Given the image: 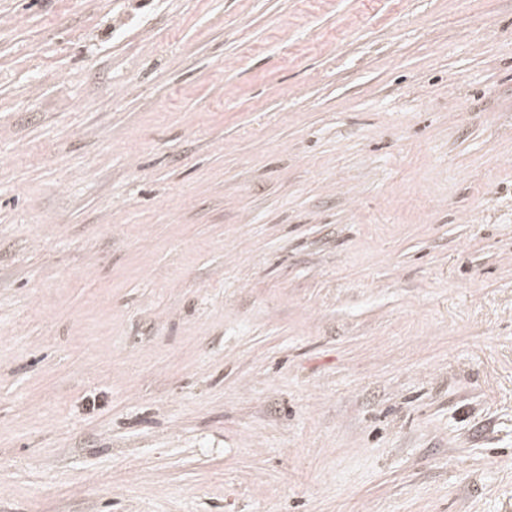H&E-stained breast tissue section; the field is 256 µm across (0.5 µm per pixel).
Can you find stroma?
I'll return each mask as SVG.
<instances>
[{"mask_svg": "<svg viewBox=\"0 0 512 512\" xmlns=\"http://www.w3.org/2000/svg\"><path fill=\"white\" fill-rule=\"evenodd\" d=\"M0 512H512V0H0Z\"/></svg>", "mask_w": 512, "mask_h": 512, "instance_id": "stroma-1", "label": "stroma"}]
</instances>
